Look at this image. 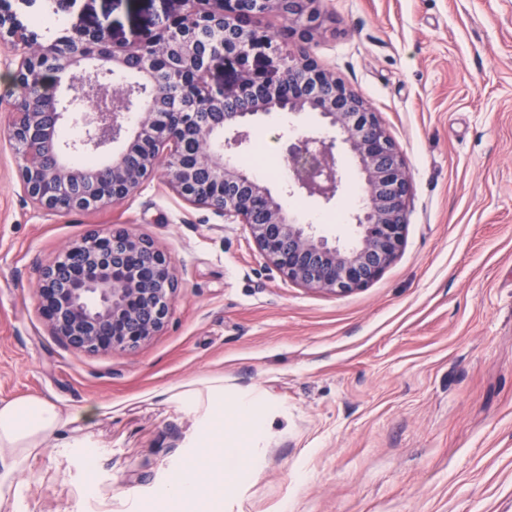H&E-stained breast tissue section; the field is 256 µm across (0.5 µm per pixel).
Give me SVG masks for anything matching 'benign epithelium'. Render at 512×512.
<instances>
[{"instance_id": "7a95c632", "label": "benign epithelium", "mask_w": 512, "mask_h": 512, "mask_svg": "<svg viewBox=\"0 0 512 512\" xmlns=\"http://www.w3.org/2000/svg\"><path fill=\"white\" fill-rule=\"evenodd\" d=\"M176 8L130 47H116L108 27L71 24L62 60L38 41L17 7L0 12V44L23 55L13 73L18 87L46 88L68 78L95 102L84 131L63 146L57 130L68 113L61 105L18 102L8 125L26 196L48 210L86 211L120 202L163 168L166 185L186 202L246 224L265 257L303 288L345 294L367 287L396 259L407 227L412 178L377 113L353 89L323 69L307 48L325 16L317 0H173ZM268 8L288 21L278 42L252 24ZM233 78L215 87L206 74L215 63ZM135 74L139 81L108 92L104 80ZM169 74L181 95L157 91ZM273 112L314 114L316 130L288 140L281 194L242 168L236 156L245 128ZM123 149L83 172L77 155H97L111 143ZM147 142L165 145L140 153ZM342 153L364 184L351 213L355 241L342 246L317 234L314 224L288 212L281 195L328 203L345 185ZM173 259L153 243L125 231L92 233L69 246L41 274L39 313L52 332L76 349L95 352L134 347L158 333L176 289Z\"/></svg>"}]
</instances>
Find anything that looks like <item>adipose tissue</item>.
Listing matches in <instances>:
<instances>
[{
  "instance_id": "ef3b65f1",
  "label": "adipose tissue",
  "mask_w": 512,
  "mask_h": 512,
  "mask_svg": "<svg viewBox=\"0 0 512 512\" xmlns=\"http://www.w3.org/2000/svg\"><path fill=\"white\" fill-rule=\"evenodd\" d=\"M77 419V414L44 397L0 399V512H13V489L29 461ZM205 491L200 464L190 461L157 488L156 499L162 512H178L183 503L202 497Z\"/></svg>"
}]
</instances>
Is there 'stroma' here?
I'll return each instance as SVG.
<instances>
[{
    "label": "stroma",
    "mask_w": 512,
    "mask_h": 512,
    "mask_svg": "<svg viewBox=\"0 0 512 512\" xmlns=\"http://www.w3.org/2000/svg\"><path fill=\"white\" fill-rule=\"evenodd\" d=\"M310 50L378 113L412 175L405 244L347 294L288 280L247 225L149 176L83 212L23 192L5 128L18 92L0 45V398L38 395L79 421L19 478L16 512H157L155 491L199 459L214 497L186 512H512V0H320ZM87 28L131 44L168 0H83ZM281 114L251 128L283 156ZM287 203L347 245L359 188ZM123 229L175 261L167 325L133 348L66 345L39 279L91 232ZM269 407L243 481L210 467L216 407ZM197 398L182 400L184 390Z\"/></svg>",
    "instance_id": "35a3bbf8"
}]
</instances>
